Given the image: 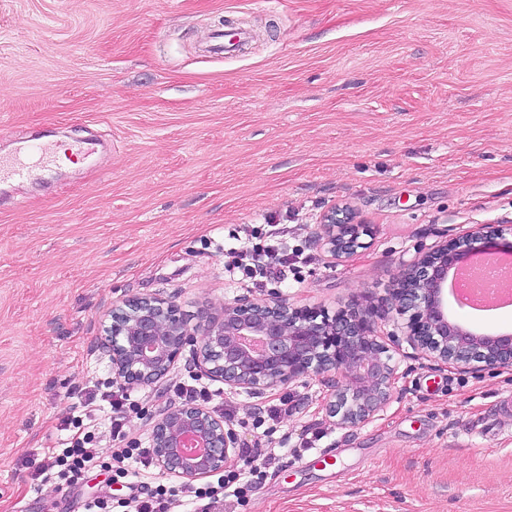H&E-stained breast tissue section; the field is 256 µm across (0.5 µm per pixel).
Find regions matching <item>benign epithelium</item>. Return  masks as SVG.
<instances>
[{"label": "benign epithelium", "mask_w": 512, "mask_h": 512, "mask_svg": "<svg viewBox=\"0 0 512 512\" xmlns=\"http://www.w3.org/2000/svg\"><path fill=\"white\" fill-rule=\"evenodd\" d=\"M370 226L347 206L322 217L319 240L336 260L364 245ZM512 227L480 224L468 234L416 257L399 276L394 296L407 343L434 361L461 369L512 368V333H475L448 318V273L475 258L512 260ZM381 313L354 302L332 315L294 307L275 296L253 303H227L221 318L201 314L195 330L178 307L155 297H138L112 308L107 327L112 382L149 385L162 377L183 348L199 343L205 373L231 393L273 391L301 378L334 371L340 375L326 404L345 427L368 422L395 389L392 356L377 335ZM199 445L195 455L185 441ZM236 434L224 420L198 405L168 410L155 424L152 451L160 469L188 481L221 471L234 458Z\"/></svg>", "instance_id": "1"}]
</instances>
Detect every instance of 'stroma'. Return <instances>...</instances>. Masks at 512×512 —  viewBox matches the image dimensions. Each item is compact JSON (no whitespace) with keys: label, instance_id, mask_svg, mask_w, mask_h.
<instances>
[{"label":"stroma","instance_id":"obj_1","mask_svg":"<svg viewBox=\"0 0 512 512\" xmlns=\"http://www.w3.org/2000/svg\"><path fill=\"white\" fill-rule=\"evenodd\" d=\"M240 51L200 46L224 22ZM81 150L77 163L0 196V512H83L126 497L105 328L136 297L202 310L273 296L384 311L419 255L478 224L512 225V0H0V139ZM352 206L371 228L338 262L321 217ZM275 224L298 255L280 275L230 277L224 253ZM378 331L397 369L383 412L341 427L330 375L229 394L185 346L150 385L130 437L198 383L248 448L275 454L226 512H512V369L464 372ZM96 390L99 465L70 487L26 457L60 447ZM287 398L267 434L262 411ZM319 436L304 447L306 432Z\"/></svg>","mask_w":512,"mask_h":512}]
</instances>
